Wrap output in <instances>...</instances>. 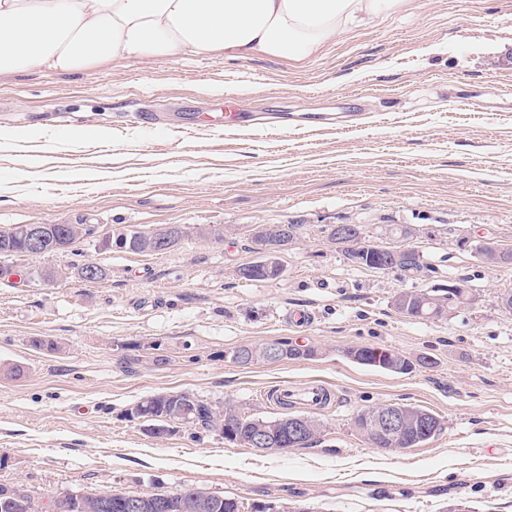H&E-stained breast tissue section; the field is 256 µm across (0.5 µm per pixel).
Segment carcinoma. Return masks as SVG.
I'll list each match as a JSON object with an SVG mask.
<instances>
[{
	"instance_id": "1",
	"label": "carcinoma",
	"mask_w": 512,
	"mask_h": 512,
	"mask_svg": "<svg viewBox=\"0 0 512 512\" xmlns=\"http://www.w3.org/2000/svg\"><path fill=\"white\" fill-rule=\"evenodd\" d=\"M348 257L356 264L365 266L370 269L378 270L380 265L376 260V255L365 250L357 252H348ZM396 267L404 271L420 272L423 266L420 264V255L414 251L405 249L400 252V260ZM241 277L247 280H274L282 274V268L276 267L271 272L264 271V265L257 262L243 266L240 268ZM435 298L427 303H421L416 297L415 292L406 293V304L399 308V312L407 317H443L448 315L451 309L464 303L469 298V289L456 288L453 296L444 293L433 292ZM271 355L268 360L272 362L283 360H301L308 359L316 355V351L311 348H305L301 345H294L288 341H275L269 344ZM350 358L358 363L379 367L381 369L406 374L414 369V364L408 358L403 357L389 349L378 347H360L352 349L348 352ZM177 401L182 402L189 408L194 409L195 420L193 424L203 429H217L225 419L233 421L231 428L232 434L224 436V439L243 445L249 446V437L257 429V426L264 423L263 418H252L242 415L241 412L231 405L226 404L219 407L211 402L199 400L187 393H165L153 395L141 400V404L146 406L152 413L153 420L163 421L173 408V404ZM424 414L430 420V426L427 430L412 429L409 431L405 447H417L433 438L441 431L440 420L431 412L424 411ZM8 490V486L0 485V512H51L50 506L54 503L60 504V512H93L88 508V504L96 501L92 494L71 495L66 494L61 497H52L47 503L39 505L29 495H22L21 501L15 500L4 501L2 494Z\"/></svg>"
}]
</instances>
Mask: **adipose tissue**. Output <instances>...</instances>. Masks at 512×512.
<instances>
[{
    "label": "adipose tissue",
    "instance_id": "ef3b65f1",
    "mask_svg": "<svg viewBox=\"0 0 512 512\" xmlns=\"http://www.w3.org/2000/svg\"><path fill=\"white\" fill-rule=\"evenodd\" d=\"M408 0H0V75L69 74L139 56L301 63Z\"/></svg>",
    "mask_w": 512,
    "mask_h": 512
}]
</instances>
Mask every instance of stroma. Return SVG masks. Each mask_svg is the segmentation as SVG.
<instances>
[{
	"instance_id": "1",
	"label": "stroma",
	"mask_w": 512,
	"mask_h": 512,
	"mask_svg": "<svg viewBox=\"0 0 512 512\" xmlns=\"http://www.w3.org/2000/svg\"><path fill=\"white\" fill-rule=\"evenodd\" d=\"M232 111L252 126L226 129ZM1 131L0 228L84 235L0 259V484L40 504L192 485L275 512H512V311L500 305L512 263L483 264L466 243L512 245V0H410L299 64L130 57L0 76ZM266 224L299 227L283 274L240 278ZM333 224L384 246L386 225H411L423 272L354 265ZM171 225L185 234L161 254L104 245ZM209 226L223 238L201 239ZM86 263L104 276L78 278ZM451 281L470 299L447 317L396 311L399 292ZM294 309L312 324L289 323ZM36 336L58 351L32 347ZM275 340L316 355L231 358ZM363 346L417 367L353 361ZM286 384L332 395L294 408L320 421L314 447L262 452L189 426L158 438L125 416L185 392L271 419ZM387 404L428 410L442 429L414 448L373 447L353 421ZM10 230L36 253L69 248L83 236L82 228L76 224H17Z\"/></svg>"
}]
</instances>
